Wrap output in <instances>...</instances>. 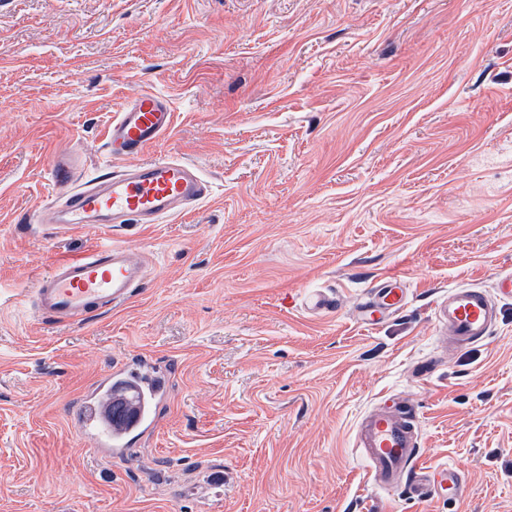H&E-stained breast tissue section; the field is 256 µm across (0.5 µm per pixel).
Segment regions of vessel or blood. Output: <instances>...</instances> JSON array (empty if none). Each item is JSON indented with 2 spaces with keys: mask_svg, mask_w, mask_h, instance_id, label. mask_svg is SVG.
I'll use <instances>...</instances> for the list:
<instances>
[{
  "mask_svg": "<svg viewBox=\"0 0 512 512\" xmlns=\"http://www.w3.org/2000/svg\"><path fill=\"white\" fill-rule=\"evenodd\" d=\"M172 128L168 103L150 90H142L124 105L107 133V145L116 158L142 153ZM82 156L68 153L54 164L63 197L49 204L54 221L79 224H156L193 209L211 195L209 183L195 165L159 159L118 172H107L83 184L73 175ZM144 261L132 251L102 242L82 255L55 265L36 284V311L48 323L66 326L86 323L100 314L127 305L144 283ZM512 299V275L497 278L494 290L481 287L449 289L435 309L441 344L458 351L485 340L496 325L499 300ZM407 303V290L399 277L372 289L356 313L371 321L397 312ZM170 379L154 369L123 366L105 372L94 391L79 404L76 424L81 435L99 451L114 457L151 431L155 413L167 400ZM421 430L408 402L379 403L364 412L355 428L354 446L368 464L371 482L391 490L406 487L425 501L438 491L460 498L463 477L455 468H432L417 463Z\"/></svg>",
  "mask_w": 512,
  "mask_h": 512,
  "instance_id": "b4317fda",
  "label": "vessel or blood"
}]
</instances>
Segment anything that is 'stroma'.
<instances>
[{
	"mask_svg": "<svg viewBox=\"0 0 512 512\" xmlns=\"http://www.w3.org/2000/svg\"><path fill=\"white\" fill-rule=\"evenodd\" d=\"M143 89L174 124L141 161L193 162L212 195L114 232L145 258L125 307L44 322L37 281L103 239L34 219L54 161L130 165L105 139ZM506 272L512 0H0V512H512V301L452 355L434 318ZM391 276L406 306L358 320ZM142 357L171 392L113 460L73 406ZM403 398L463 500L373 489L354 429Z\"/></svg>",
	"mask_w": 512,
	"mask_h": 512,
	"instance_id": "1",
	"label": "stroma"
}]
</instances>
